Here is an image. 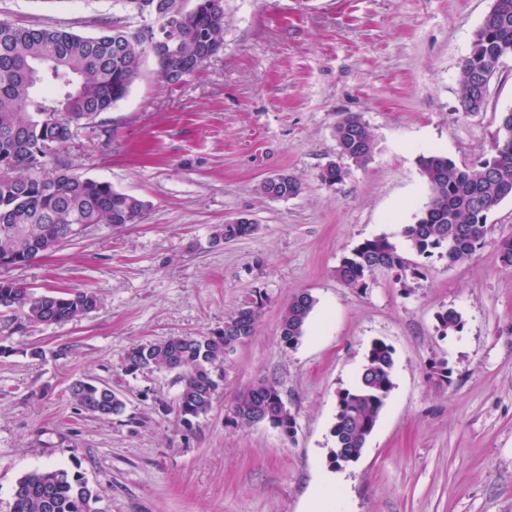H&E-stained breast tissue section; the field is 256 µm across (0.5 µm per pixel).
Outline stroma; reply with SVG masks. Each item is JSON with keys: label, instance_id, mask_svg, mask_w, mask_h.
<instances>
[{"label": "stroma", "instance_id": "stroma-1", "mask_svg": "<svg viewBox=\"0 0 512 512\" xmlns=\"http://www.w3.org/2000/svg\"><path fill=\"white\" fill-rule=\"evenodd\" d=\"M491 0H224L223 51L178 85L142 60L128 95L78 129L51 164L145 200L136 224H97L8 277L36 290L96 292L98 308L59 325L0 312V512L46 464L80 472L103 512H306L331 470L336 395L373 341L394 350V383L361 458L343 468L344 512H512V198L489 216L467 261L410 254L420 276L376 272L367 289L335 276L365 240L400 241L428 201L419 155L464 166L489 155L512 109V57L483 111L457 110L460 66ZM113 0H0V20L98 32ZM349 112L376 139L372 159L328 186L335 127ZM302 183L264 197L267 177ZM256 229L225 241L227 222ZM262 294L253 336L226 356L210 410L184 425L173 374L132 376L137 343L223 328ZM315 305L302 341L282 346L288 303ZM463 320L437 330L438 313ZM446 360L451 383L427 366ZM93 378L120 392L122 416L80 411L69 387ZM277 382L296 420L288 437L232 424L230 405L257 381ZM282 178L275 182L263 181L260 185L262 195L269 199H288L299 195L302 189L300 181L288 173H282Z\"/></svg>", "mask_w": 512, "mask_h": 512}]
</instances>
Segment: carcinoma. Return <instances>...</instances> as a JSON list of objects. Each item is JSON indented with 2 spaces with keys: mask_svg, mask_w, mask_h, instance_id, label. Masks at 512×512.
Listing matches in <instances>:
<instances>
[{
  "mask_svg": "<svg viewBox=\"0 0 512 512\" xmlns=\"http://www.w3.org/2000/svg\"><path fill=\"white\" fill-rule=\"evenodd\" d=\"M124 15L107 18L99 32L83 36L66 29L33 27L0 21V268L28 265L38 249L60 244L62 224H136L147 203L116 190L112 184L55 171L52 182L41 180L44 144L58 147L72 138L74 125L98 116L123 99L138 78L142 59L153 57L158 75L177 85L196 73L209 57L224 47V0H114ZM173 18L164 29L166 49L160 54L132 39L135 26ZM512 57V0H493L471 40L458 76V108L479 112L487 103L488 86L500 62ZM340 156L356 165L366 164L375 149V136L356 113L346 115L335 128ZM419 170L428 189V202L413 224L402 229L410 250L434 254L455 265L468 260L485 235L488 215L512 198V109L500 113L490 155L462 167L440 152L421 155ZM346 169L333 163L322 168L326 185L342 182ZM300 181L288 174L262 182L269 199L299 195ZM256 225L243 219L224 225V239L251 235ZM454 243L448 248V243ZM378 270L399 280L420 274L387 235L368 239L343 258L336 278L350 288L364 290ZM92 291L47 289L37 292L27 284L0 277V308L17 313L30 324H60L79 319L98 307ZM263 298L253 296L224 319V329L207 335L171 336L158 343L135 344L124 353L128 375L167 370L176 373L180 389L176 409L185 422L206 414L218 392L229 348L253 336ZM314 299L295 296L282 321L280 343L296 347L305 335ZM438 331L453 335L463 327L461 315L450 309L437 316ZM391 346L374 341L354 384L338 391L331 429L335 447L331 464L337 468L357 461L394 388ZM80 409L98 417L119 416L126 409L122 395L94 379H77L70 386ZM279 389L263 379L236 396L231 404L233 422L250 427L264 419L289 436L295 420L280 413ZM100 496L76 471L45 466L21 476L13 489L12 512H102Z\"/></svg>",
  "mask_w": 512,
  "mask_h": 512,
  "instance_id": "1",
  "label": "carcinoma"
}]
</instances>
